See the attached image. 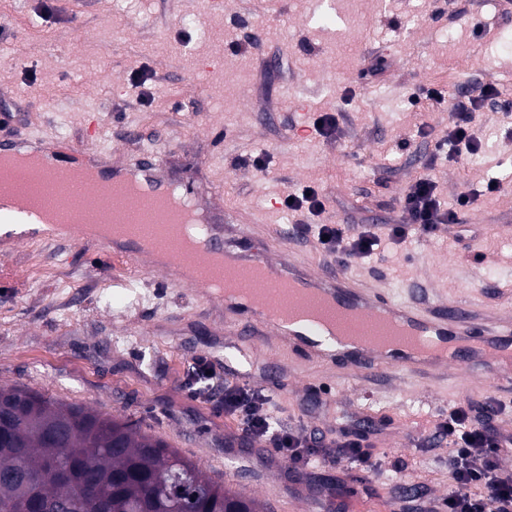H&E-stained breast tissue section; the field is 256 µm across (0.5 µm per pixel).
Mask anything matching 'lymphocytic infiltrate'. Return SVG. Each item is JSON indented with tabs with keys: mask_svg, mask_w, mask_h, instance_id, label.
<instances>
[{
	"mask_svg": "<svg viewBox=\"0 0 512 512\" xmlns=\"http://www.w3.org/2000/svg\"><path fill=\"white\" fill-rule=\"evenodd\" d=\"M496 94L495 87L489 85L479 95L450 100L452 119L446 138L436 144L437 154L453 158L464 152L473 155L479 151L472 123L482 102ZM401 203L407 215L406 223L388 227L389 238L399 243L412 235L435 237L443 225L457 221L456 209L442 207L437 185L425 173L408 186ZM295 235L315 237L317 250L341 267L370 257L381 242L368 224H299ZM210 369V363L204 359L197 360L193 368L195 381L206 384L205 395L223 404L225 413L239 417L246 435L271 445L293 469L313 470L338 461L363 471L381 467L383 459L376 454L370 434L357 432L344 422L337 424L336 437L332 440L283 429L276 425L266 408L267 395L229 382L217 389L210 387ZM499 412L497 402L492 399L484 402L479 413L471 404L460 403L449 408L447 417L434 424L432 438L448 443L452 489L443 505L429 502L422 512H438L442 507L447 512H512V470L503 466L504 458L512 456V432L490 423Z\"/></svg>",
	"mask_w": 512,
	"mask_h": 512,
	"instance_id": "obj_1",
	"label": "lymphocytic infiltrate"
}]
</instances>
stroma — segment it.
Listing matches in <instances>:
<instances>
[{
    "label": "stroma",
    "instance_id": "35a3bbf8",
    "mask_svg": "<svg viewBox=\"0 0 512 512\" xmlns=\"http://www.w3.org/2000/svg\"><path fill=\"white\" fill-rule=\"evenodd\" d=\"M341 30L325 28L315 0H0V99L18 116L0 134L23 147L58 139L112 166L151 150L204 209L234 215L224 239L249 251L288 250L324 263L297 224H373L383 240L352 262L353 279L401 302H467L499 315L512 297V15L502 0H338ZM244 44L241 52L233 44ZM145 70V84L132 74ZM498 97L476 112L480 151L435 160L447 105H411L438 89ZM338 115L336 138L312 133L315 113ZM267 156L266 171L254 157ZM431 173L444 208L474 193L459 221L432 239L386 240L403 220L399 199ZM498 191L486 192L489 179ZM305 185L325 200L320 216L289 213L283 198ZM98 240L43 236L0 242V384L135 421L254 498L264 512H417L399 495L418 486L448 495V445H421L457 404V376L352 372L264 352L230 367L237 344L224 303L103 262ZM218 378L269 395L284 428L334 432L337 417L373 421L374 446L398 471L358 473L345 463L310 475L269 448L240 445L242 426L187 385L196 357Z\"/></svg>",
    "mask_w": 512,
    "mask_h": 512
}]
</instances>
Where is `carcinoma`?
Masks as SVG:
<instances>
[{"label":"carcinoma","instance_id":"carcinoma-1","mask_svg":"<svg viewBox=\"0 0 512 512\" xmlns=\"http://www.w3.org/2000/svg\"><path fill=\"white\" fill-rule=\"evenodd\" d=\"M258 512L128 420L0 387V512Z\"/></svg>","mask_w":512,"mask_h":512}]
</instances>
